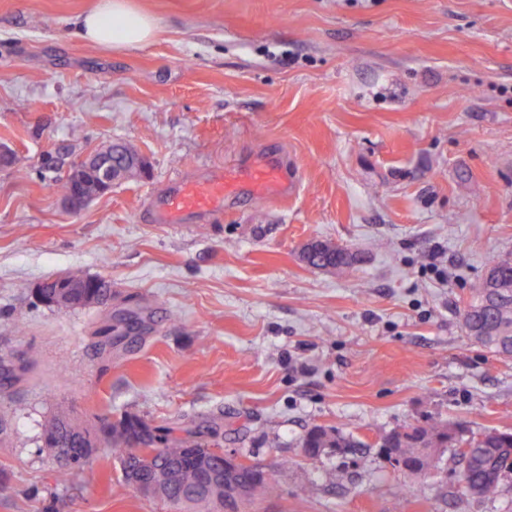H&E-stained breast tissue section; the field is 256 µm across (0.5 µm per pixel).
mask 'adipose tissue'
I'll list each match as a JSON object with an SVG mask.
<instances>
[{"mask_svg": "<svg viewBox=\"0 0 512 512\" xmlns=\"http://www.w3.org/2000/svg\"><path fill=\"white\" fill-rule=\"evenodd\" d=\"M78 27L86 41L115 49L139 47L156 33L153 16L131 0H103L97 9L79 18Z\"/></svg>", "mask_w": 512, "mask_h": 512, "instance_id": "adipose-tissue-1", "label": "adipose tissue"}]
</instances>
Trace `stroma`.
Returning a JSON list of instances; mask_svg holds the SVG:
<instances>
[{"label":"stroma","mask_w":512,"mask_h":512,"mask_svg":"<svg viewBox=\"0 0 512 512\" xmlns=\"http://www.w3.org/2000/svg\"><path fill=\"white\" fill-rule=\"evenodd\" d=\"M97 2L0 0V356L36 353L0 390V512H172L108 453L56 483L40 435L62 412L219 421L278 488L244 512H512V473L482 501L448 459L405 495L379 448L432 417L512 429V358L460 319L512 254V0H134L158 31L131 50L81 38ZM114 140L148 175L69 211L53 183ZM263 155L287 201L244 187L185 231L155 223L174 182ZM313 240L363 260L307 267ZM59 274L111 279V305L36 304ZM315 425L362 445L303 457Z\"/></svg>","instance_id":"1"}]
</instances>
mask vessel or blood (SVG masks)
Returning <instances> with one entry per match:
<instances>
[{
    "label": "vessel or blood",
    "mask_w": 512,
    "mask_h": 512,
    "mask_svg": "<svg viewBox=\"0 0 512 512\" xmlns=\"http://www.w3.org/2000/svg\"><path fill=\"white\" fill-rule=\"evenodd\" d=\"M246 176L254 198L287 199L293 180L286 169L273 162L250 167ZM237 182L225 180L223 174H211L191 182H181L162 201L156 220L161 224L181 223L185 214L210 215L223 210L224 199L236 193Z\"/></svg>",
    "instance_id": "vessel-or-blood-1"
}]
</instances>
